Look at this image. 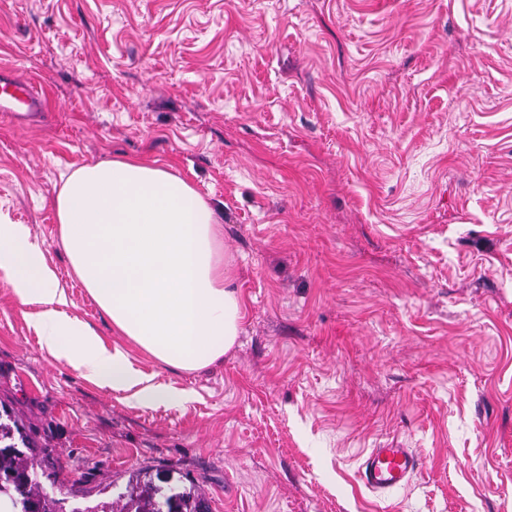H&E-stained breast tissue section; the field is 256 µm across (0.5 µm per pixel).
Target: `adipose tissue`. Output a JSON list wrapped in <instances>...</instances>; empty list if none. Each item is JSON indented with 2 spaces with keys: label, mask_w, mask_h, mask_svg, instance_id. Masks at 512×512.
<instances>
[{
  "label": "adipose tissue",
  "mask_w": 512,
  "mask_h": 512,
  "mask_svg": "<svg viewBox=\"0 0 512 512\" xmlns=\"http://www.w3.org/2000/svg\"><path fill=\"white\" fill-rule=\"evenodd\" d=\"M61 246L113 330L179 370L209 367L233 347L242 309L213 203L170 170L115 159L70 173L55 199ZM0 269L15 298L38 306L40 344L88 381L140 404L186 401L135 369L86 322L68 316L65 288L29 228L0 224Z\"/></svg>",
  "instance_id": "adipose-tissue-1"
}]
</instances>
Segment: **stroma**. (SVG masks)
Returning a JSON list of instances; mask_svg holds the SVG:
<instances>
[{
  "mask_svg": "<svg viewBox=\"0 0 512 512\" xmlns=\"http://www.w3.org/2000/svg\"><path fill=\"white\" fill-rule=\"evenodd\" d=\"M0 224L69 314L155 383L142 405L41 350L0 271V410L70 506L147 470L209 512H512V0H0ZM171 168L224 216L240 335L202 371L116 335L73 275L54 199L73 170ZM422 467L384 493L371 449ZM43 104V96L28 79L20 75L4 76L0 79V112H38Z\"/></svg>",
  "mask_w": 512,
  "mask_h": 512,
  "instance_id": "stroma-1",
  "label": "stroma"
}]
</instances>
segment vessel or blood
I'll return each instance as SVG.
<instances>
[{
    "label": "vessel or blood",
    "instance_id": "1",
    "mask_svg": "<svg viewBox=\"0 0 512 512\" xmlns=\"http://www.w3.org/2000/svg\"><path fill=\"white\" fill-rule=\"evenodd\" d=\"M43 104V96L28 79L19 75L0 78V112H37ZM419 466L420 459L412 449L374 448L365 457L360 475L369 489L387 491L408 483Z\"/></svg>",
    "mask_w": 512,
    "mask_h": 512
}]
</instances>
